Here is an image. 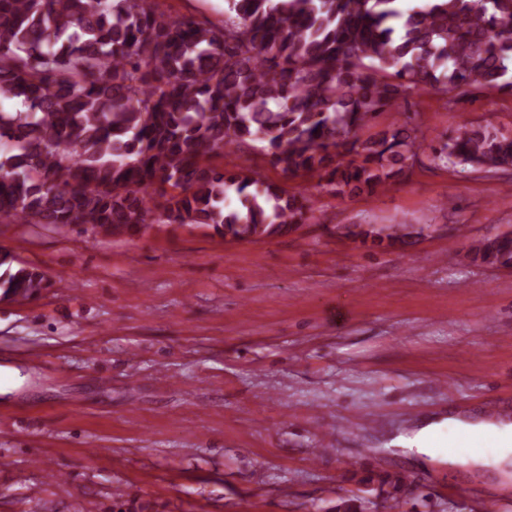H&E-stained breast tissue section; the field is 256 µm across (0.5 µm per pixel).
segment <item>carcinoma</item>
<instances>
[{"label":"carcinoma","instance_id":"1","mask_svg":"<svg viewBox=\"0 0 512 512\" xmlns=\"http://www.w3.org/2000/svg\"><path fill=\"white\" fill-rule=\"evenodd\" d=\"M220 23L155 0H0V224L142 232L212 226L236 240L304 224L313 201L255 172L217 170L227 147L264 143L289 178L337 196L373 195L407 176L420 144L389 126L359 129L414 92L512 93V0H225ZM486 172L512 169V137L460 125L434 150ZM235 192L242 206L229 208ZM405 244V226L347 228ZM471 255L512 262V235ZM45 275H0V295L40 294ZM377 498L336 512H384L407 483L368 476Z\"/></svg>","mask_w":512,"mask_h":512}]
</instances>
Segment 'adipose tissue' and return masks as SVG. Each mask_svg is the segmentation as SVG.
I'll list each match as a JSON object with an SVG mask.
<instances>
[{
    "label": "adipose tissue",
    "instance_id": "ef3b65f1",
    "mask_svg": "<svg viewBox=\"0 0 512 512\" xmlns=\"http://www.w3.org/2000/svg\"><path fill=\"white\" fill-rule=\"evenodd\" d=\"M453 431L464 433L475 431L492 437L496 450L488 455L472 453L448 455L449 467L456 469H479L489 465H502L512 459V422L506 420H490L481 413L474 412L466 416L449 413L448 416H432L423 419L420 426L411 434L395 438L394 443L403 448L427 452L438 436Z\"/></svg>",
    "mask_w": 512,
    "mask_h": 512
}]
</instances>
